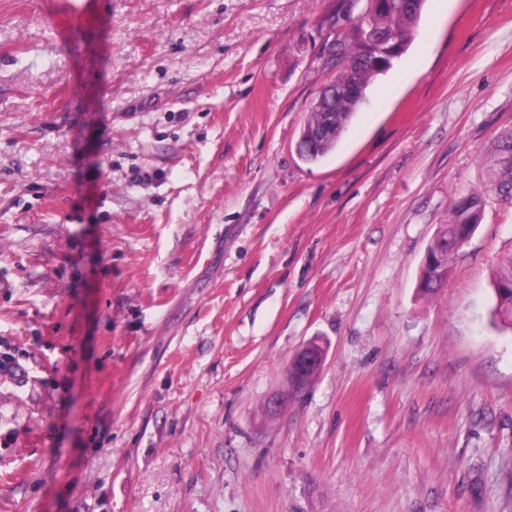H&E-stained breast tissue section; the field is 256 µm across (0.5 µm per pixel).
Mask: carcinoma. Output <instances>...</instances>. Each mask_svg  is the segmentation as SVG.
<instances>
[{
	"label": "carcinoma",
	"mask_w": 512,
	"mask_h": 512,
	"mask_svg": "<svg viewBox=\"0 0 512 512\" xmlns=\"http://www.w3.org/2000/svg\"><path fill=\"white\" fill-rule=\"evenodd\" d=\"M425 0H417L415 6L404 8L401 0H366V6L358 14L351 13L353 0H340L336 12L345 14L347 24L336 25L333 39L323 51L330 54L324 68L334 72L332 81L350 84L359 96H366L371 82L386 72L371 62L374 54L371 37L378 30L392 33L400 42L407 44L422 15ZM336 129L314 139L312 132L322 122L323 115L311 107L309 116L301 130L297 143L300 157L308 163H316L331 153L354 113L341 111L336 104ZM488 172L487 188L502 202L512 205V132L501 134L493 151L484 160ZM482 194L470 193L455 199L451 206L452 218L444 227L443 234L453 237L466 224L477 226L482 209ZM436 269L425 266L421 269L420 289L423 294L433 296L445 284L435 281ZM492 287L496 299L493 316L503 328L512 330V255L502 262L492 274Z\"/></svg>",
	"instance_id": "carcinoma-1"
}]
</instances>
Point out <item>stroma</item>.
<instances>
[{"instance_id": "35a3bbf8", "label": "stroma", "mask_w": 512, "mask_h": 512, "mask_svg": "<svg viewBox=\"0 0 512 512\" xmlns=\"http://www.w3.org/2000/svg\"><path fill=\"white\" fill-rule=\"evenodd\" d=\"M338 2L0 0V512H512V0H426L309 164ZM344 105H341L339 101L336 102V129L316 140L312 137V132L321 124L324 115L318 112L315 102L313 103L297 143L298 154L304 161L316 163L336 148L343 132L355 114V112H339ZM487 188L502 202L512 205V132L502 133L493 151L484 160ZM482 202V194L477 192L462 195L455 199L451 206L452 218L449 224H445L446 227H444L442 237H445L447 234L448 238L457 235L461 229L465 227L464 224H472V227L477 226L482 209ZM471 233L472 231L460 232L457 240L450 239L449 242L451 245L463 246L470 238ZM446 244L448 254L445 252L443 258L445 263H447L448 259V268H442L441 261L438 256H429L428 252L425 255L424 259L429 263V265L421 269L420 289L426 296L436 295L442 288H445V284L435 282L436 269L431 268L430 266L436 267L438 274L444 279H448V271L451 266V259L460 249H454L448 243V239L445 241V245ZM492 287L496 299L493 316L504 329L512 330V255L494 270ZM324 362V353L317 345L303 348L293 358L291 369L296 380H301L306 374L318 372Z\"/></svg>"}]
</instances>
